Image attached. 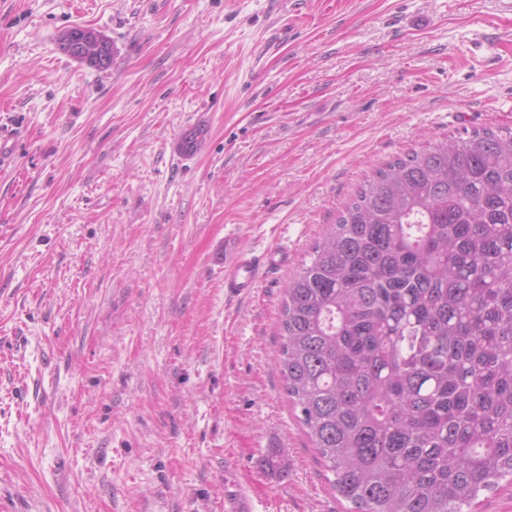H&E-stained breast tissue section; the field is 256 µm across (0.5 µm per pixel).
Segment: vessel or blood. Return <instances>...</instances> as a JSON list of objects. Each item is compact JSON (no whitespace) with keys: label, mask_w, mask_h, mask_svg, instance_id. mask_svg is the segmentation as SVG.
I'll return each instance as SVG.
<instances>
[{"label":"vessel or blood","mask_w":512,"mask_h":512,"mask_svg":"<svg viewBox=\"0 0 512 512\" xmlns=\"http://www.w3.org/2000/svg\"><path fill=\"white\" fill-rule=\"evenodd\" d=\"M288 262L284 248L272 247L254 254L240 240L224 242V288L227 295L243 296L252 292L263 274ZM224 512H258L241 478H233L224 493Z\"/></svg>","instance_id":"b4317fda"}]
</instances>
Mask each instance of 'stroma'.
Here are the masks:
<instances>
[{
	"label": "stroma",
	"mask_w": 512,
	"mask_h": 512,
	"mask_svg": "<svg viewBox=\"0 0 512 512\" xmlns=\"http://www.w3.org/2000/svg\"><path fill=\"white\" fill-rule=\"evenodd\" d=\"M74 25L110 68L59 50ZM14 123L0 512H224L228 465L261 512H344L276 367L283 291L376 169L512 127V0H0ZM233 237L287 266L226 296ZM58 47L62 53L78 62L102 66L99 69L112 64L113 51L107 63L108 51L112 50L110 42L102 33L89 27L77 25L65 30L59 36Z\"/></svg>",
	"instance_id": "35a3bbf8"
}]
</instances>
